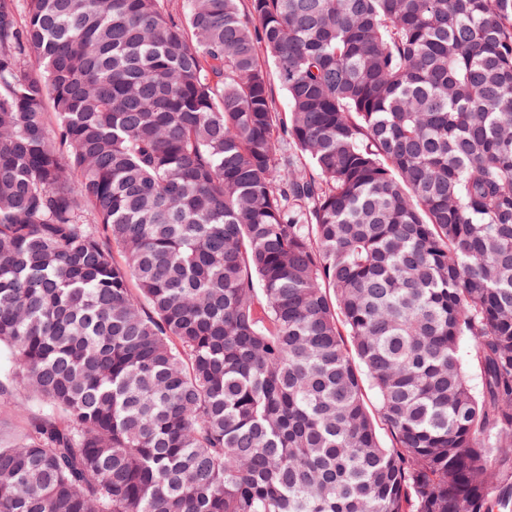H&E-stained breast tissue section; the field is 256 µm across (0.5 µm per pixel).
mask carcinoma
<instances>
[{
    "label": "carcinoma",
    "mask_w": 512,
    "mask_h": 512,
    "mask_svg": "<svg viewBox=\"0 0 512 512\" xmlns=\"http://www.w3.org/2000/svg\"><path fill=\"white\" fill-rule=\"evenodd\" d=\"M0 344V512H512V0H0ZM6 405L0 403V440L16 438L26 427L28 421L40 411V405L25 391L11 389Z\"/></svg>",
    "instance_id": "obj_1"
}]
</instances>
